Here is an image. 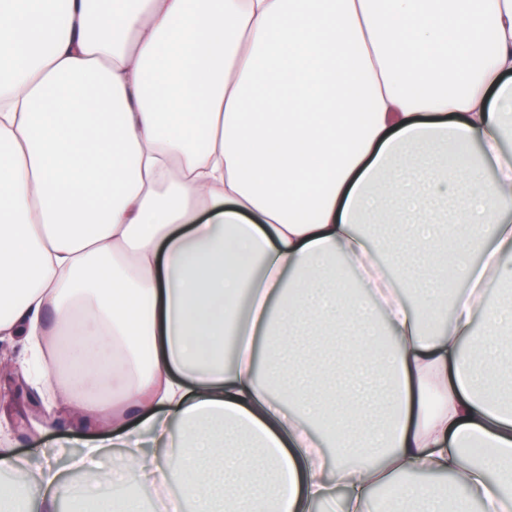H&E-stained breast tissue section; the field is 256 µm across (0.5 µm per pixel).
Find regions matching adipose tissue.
I'll use <instances>...</instances> for the list:
<instances>
[{
    "mask_svg": "<svg viewBox=\"0 0 512 512\" xmlns=\"http://www.w3.org/2000/svg\"><path fill=\"white\" fill-rule=\"evenodd\" d=\"M509 135L512 0H0V338L122 447L0 506L512 512Z\"/></svg>",
    "mask_w": 512,
    "mask_h": 512,
    "instance_id": "adipose-tissue-1",
    "label": "adipose tissue"
}]
</instances>
